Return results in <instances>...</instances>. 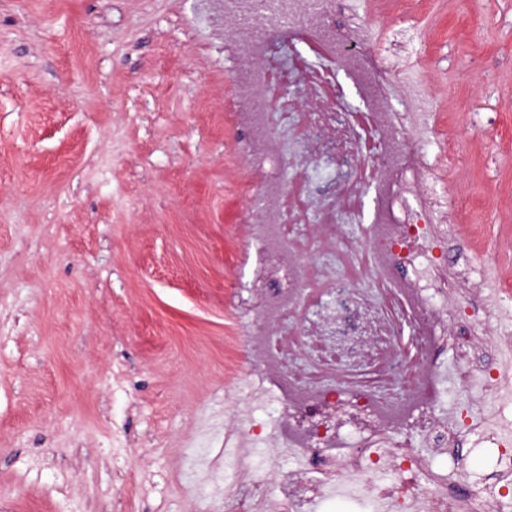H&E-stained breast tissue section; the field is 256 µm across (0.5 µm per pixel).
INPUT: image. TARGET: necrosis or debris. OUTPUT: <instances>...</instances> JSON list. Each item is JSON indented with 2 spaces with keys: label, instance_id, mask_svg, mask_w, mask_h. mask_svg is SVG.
I'll return each instance as SVG.
<instances>
[{
  "label": "necrosis or debris",
  "instance_id": "1",
  "mask_svg": "<svg viewBox=\"0 0 512 512\" xmlns=\"http://www.w3.org/2000/svg\"><path fill=\"white\" fill-rule=\"evenodd\" d=\"M334 3L219 0L261 284L240 301L254 391L249 418L225 412L228 512L269 497L314 512L341 487L374 512H512V425L495 421L507 316L478 303L467 267L448 278L433 138L391 110L390 69L349 48ZM284 84L300 97H278ZM477 432L492 439L481 486L468 477ZM256 448L293 468L258 473Z\"/></svg>",
  "mask_w": 512,
  "mask_h": 512
}]
</instances>
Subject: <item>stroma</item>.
I'll return each instance as SVG.
<instances>
[{"instance_id": "35a3bbf8", "label": "stroma", "mask_w": 512, "mask_h": 512, "mask_svg": "<svg viewBox=\"0 0 512 512\" xmlns=\"http://www.w3.org/2000/svg\"><path fill=\"white\" fill-rule=\"evenodd\" d=\"M202 0H0V494L14 512H225L246 389L248 178ZM438 140L476 278L512 285V0H336Z\"/></svg>"}]
</instances>
